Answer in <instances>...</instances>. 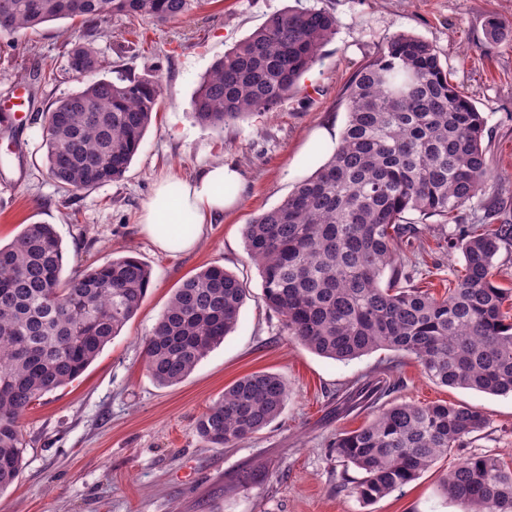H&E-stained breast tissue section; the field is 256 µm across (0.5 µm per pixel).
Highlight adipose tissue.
Listing matches in <instances>:
<instances>
[{
	"label": "adipose tissue",
	"instance_id": "obj_1",
	"mask_svg": "<svg viewBox=\"0 0 512 512\" xmlns=\"http://www.w3.org/2000/svg\"><path fill=\"white\" fill-rule=\"evenodd\" d=\"M242 186L240 172L221 162L206 165L175 190L161 181L143 210L141 231L160 251L192 250L198 239L182 235L181 226H195L198 232L222 219L226 209L239 203Z\"/></svg>",
	"mask_w": 512,
	"mask_h": 512
}]
</instances>
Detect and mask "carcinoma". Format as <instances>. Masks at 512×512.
<instances>
[{
  "label": "carcinoma",
  "instance_id": "1",
  "mask_svg": "<svg viewBox=\"0 0 512 512\" xmlns=\"http://www.w3.org/2000/svg\"><path fill=\"white\" fill-rule=\"evenodd\" d=\"M199 0H0V33L80 19L87 39L67 51L81 79L104 68L95 47L108 17L166 23ZM336 33L316 9H288L215 60L193 100L203 127L272 112L294 93ZM51 103L41 124L44 163L65 193L120 179L152 122L161 83L124 69ZM346 125L330 158L278 206L245 226L262 300L284 331L312 352L350 361L379 349L410 355L434 383L512 394V288L494 280V259L512 225L480 233L460 210L486 191L485 120L448 77L433 45L399 32L346 89ZM456 225L448 247L463 273L438 298L404 274L400 245L421 234L408 215ZM62 240L31 223L0 245V495L17 478L26 441L21 417L67 385L138 313L151 284L133 255L63 276ZM391 275L382 284L385 271ZM246 288L208 266L174 292L145 341L146 368L162 386L184 381L236 327ZM288 386L269 372L247 375L200 416L196 433L213 448L250 438L283 411ZM486 424L454 403L383 407L365 426L336 435V461L362 477L370 503L413 482ZM462 512H512V468L493 455L461 457L440 484Z\"/></svg>",
  "mask_w": 512,
  "mask_h": 512
}]
</instances>
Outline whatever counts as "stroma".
<instances>
[{
  "label": "stroma",
  "mask_w": 512,
  "mask_h": 512,
  "mask_svg": "<svg viewBox=\"0 0 512 512\" xmlns=\"http://www.w3.org/2000/svg\"><path fill=\"white\" fill-rule=\"evenodd\" d=\"M298 6L326 11L337 23L299 92L275 111L223 132L200 126L192 99L212 63L273 14ZM493 17L512 25V0H203L193 14L165 24L108 19L107 37L95 43L108 67L130 68L135 77L157 75L161 95L124 177L69 195L43 163L40 123L51 102L81 86L65 71L63 54L83 40L85 29L80 21L61 19L35 31L0 34V96L19 83L28 94L20 125L0 127V244L39 222L59 234L65 273L130 253L152 269L137 315L86 371L23 414V468L0 495V512H460L439 493L446 470L470 454L512 462V396L437 385L413 357L391 350L347 362L313 353L287 335L263 303L262 279L243 236L246 224L326 161L316 136L324 129L341 132L346 86L399 32L432 44L485 118L492 179L485 196L462 209L464 222L480 223L493 199L497 223L512 224V37L488 41ZM49 64L56 81H36L37 70ZM216 161L241 171L239 206L206 225L194 251L155 248L139 216L156 183L192 176ZM419 226V240L403 252L428 268L416 284L440 295L462 269V254L441 245L450 225L431 217ZM210 265L231 272L248 290L238 325L186 380L159 385L145 368L144 341L174 290ZM261 371L288 385L280 417L230 447H209L196 433L197 419L226 387ZM380 375L394 383V400L466 404L487 422L417 480L366 504L349 487L357 471L337 464L330 448L338 433L377 413V405L356 390ZM245 471L252 475L246 486L239 482Z\"/></svg>",
  "instance_id": "1"
}]
</instances>
